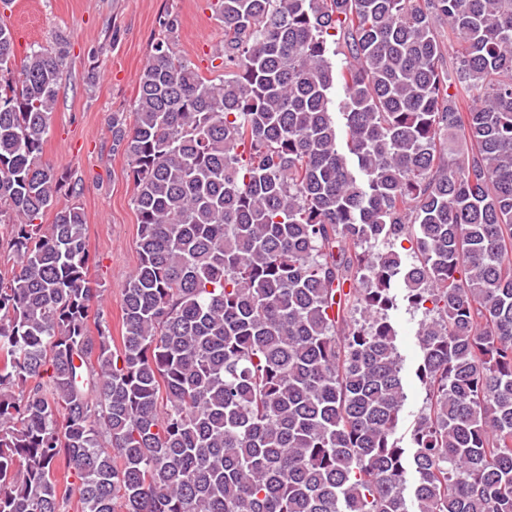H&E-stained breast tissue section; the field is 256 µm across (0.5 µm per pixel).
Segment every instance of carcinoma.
<instances>
[{
    "label": "carcinoma",
    "mask_w": 512,
    "mask_h": 512,
    "mask_svg": "<svg viewBox=\"0 0 512 512\" xmlns=\"http://www.w3.org/2000/svg\"><path fill=\"white\" fill-rule=\"evenodd\" d=\"M214 2L222 73L167 13L109 120L139 224L118 339L42 161L67 39L0 78V512H512V0ZM397 286L425 314L408 448Z\"/></svg>",
    "instance_id": "1"
}]
</instances>
